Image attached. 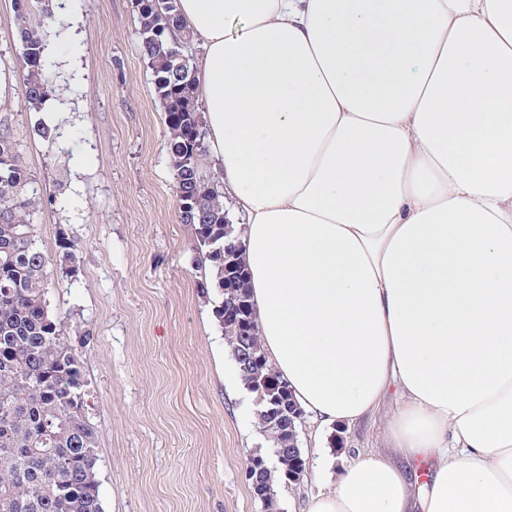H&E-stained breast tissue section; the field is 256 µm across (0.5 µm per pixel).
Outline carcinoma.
<instances>
[{
    "instance_id": "carcinoma-1",
    "label": "carcinoma",
    "mask_w": 512,
    "mask_h": 512,
    "mask_svg": "<svg viewBox=\"0 0 512 512\" xmlns=\"http://www.w3.org/2000/svg\"><path fill=\"white\" fill-rule=\"evenodd\" d=\"M178 0H140L135 5L141 49L151 64L153 87L165 112L176 194L187 208L195 285L213 305L224 341L236 357L246 390L255 395L257 427L272 444L276 469L256 474L255 495L274 508V478L285 484L306 468L294 449L290 420L298 408L288 383L269 365L242 260L243 246L224 253V241L242 240L224 223L217 184L203 175L207 145L198 112L199 92L182 43L170 39L182 28ZM27 102L39 107L53 93L48 44L25 21L19 27ZM44 196L23 165L10 134L0 132V512H103L97 479V430L86 415L87 381L61 324L48 310L51 279L34 215Z\"/></svg>"
}]
</instances>
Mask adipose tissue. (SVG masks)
I'll list each match as a JSON object with an SVG mask.
<instances>
[{"label":"adipose tissue","mask_w":512,"mask_h":512,"mask_svg":"<svg viewBox=\"0 0 512 512\" xmlns=\"http://www.w3.org/2000/svg\"><path fill=\"white\" fill-rule=\"evenodd\" d=\"M269 364L386 445L302 512H512V0H178Z\"/></svg>","instance_id":"obj_1"}]
</instances>
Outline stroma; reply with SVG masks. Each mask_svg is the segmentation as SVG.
Listing matches in <instances>:
<instances>
[{
    "label": "stroma",
    "instance_id": "stroma-1",
    "mask_svg": "<svg viewBox=\"0 0 512 512\" xmlns=\"http://www.w3.org/2000/svg\"><path fill=\"white\" fill-rule=\"evenodd\" d=\"M62 24L46 23L53 99L62 136L40 134L25 99L14 0H0V126L49 203L36 214L49 258L50 312L89 382L98 430L104 512H266L246 466L273 462L256 425L212 305L195 286L188 227L180 224L163 108L140 48L132 0H66ZM78 240L68 262L62 238ZM401 405L389 391L379 414L336 425L312 443L303 479L279 486L277 512H300L334 484L356 450L385 445Z\"/></svg>",
    "mask_w": 512,
    "mask_h": 512
}]
</instances>
